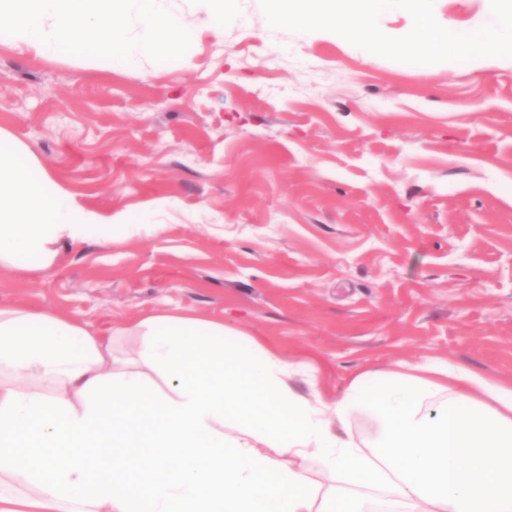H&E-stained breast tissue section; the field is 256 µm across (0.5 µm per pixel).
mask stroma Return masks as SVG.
<instances>
[{
  "label": "stroma",
  "instance_id": "35a3bbf8",
  "mask_svg": "<svg viewBox=\"0 0 512 512\" xmlns=\"http://www.w3.org/2000/svg\"><path fill=\"white\" fill-rule=\"evenodd\" d=\"M125 70L0 38V129L84 209L115 217L51 267L0 270V307L124 329L160 312L225 326L327 404L363 373L443 362L512 383V62L392 61L271 28L259 0ZM490 0H434L470 28ZM127 217L136 230L118 222Z\"/></svg>",
  "mask_w": 512,
  "mask_h": 512
}]
</instances>
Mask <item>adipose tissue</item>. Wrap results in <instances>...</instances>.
Wrapping results in <instances>:
<instances>
[{
  "instance_id": "ef3b65f1",
  "label": "adipose tissue",
  "mask_w": 512,
  "mask_h": 512,
  "mask_svg": "<svg viewBox=\"0 0 512 512\" xmlns=\"http://www.w3.org/2000/svg\"><path fill=\"white\" fill-rule=\"evenodd\" d=\"M0 129V267H49L100 223ZM143 361L77 319L0 308V512H512V387L445 363L357 376L332 405L223 323L164 313L129 325ZM371 419L361 449L349 420ZM315 458L347 486L286 468ZM112 348L122 357L130 360L132 366L150 374L153 378L156 376L146 369L142 364L141 354L144 350L145 340L143 336H130V335H112Z\"/></svg>"
}]
</instances>
